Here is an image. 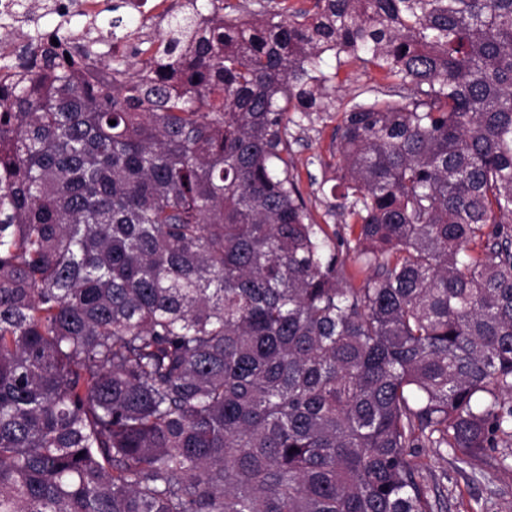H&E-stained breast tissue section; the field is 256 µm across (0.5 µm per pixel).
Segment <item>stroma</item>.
Here are the masks:
<instances>
[{"label":"stroma","mask_w":512,"mask_h":512,"mask_svg":"<svg viewBox=\"0 0 512 512\" xmlns=\"http://www.w3.org/2000/svg\"><path fill=\"white\" fill-rule=\"evenodd\" d=\"M326 72L336 73V98L328 112L314 113L300 124L288 127L291 169L299 189L318 224L327 232L344 234L342 216L330 215L326 204L330 188L336 184L339 111L345 104L382 95L385 81L360 63L337 64L333 54L325 56ZM421 482L435 500V512H512V470L499 466L494 456L468 463L448 448H420Z\"/></svg>","instance_id":"35a3bbf8"}]
</instances>
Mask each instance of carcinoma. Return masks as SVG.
<instances>
[{
    "label": "carcinoma",
    "mask_w": 512,
    "mask_h": 512,
    "mask_svg": "<svg viewBox=\"0 0 512 512\" xmlns=\"http://www.w3.org/2000/svg\"><path fill=\"white\" fill-rule=\"evenodd\" d=\"M205 2L0 55V512H434L412 449L512 458V0ZM327 52L413 93L341 111L361 288ZM336 85V98L331 112L313 113L299 122V126L288 125V150L299 189L311 209L318 224L333 236L336 231V244L342 234L348 237L344 229V219L336 211V216L327 214L326 202H334L330 188L338 183L336 156L338 157L339 137L336 126L346 103L359 101L367 97L388 98L382 93L388 91L386 81L373 69H365L358 62L348 61L339 70L338 77L332 81ZM322 186L324 191H322ZM347 233V234H345Z\"/></svg>",
    "instance_id": "obj_1"
}]
</instances>
